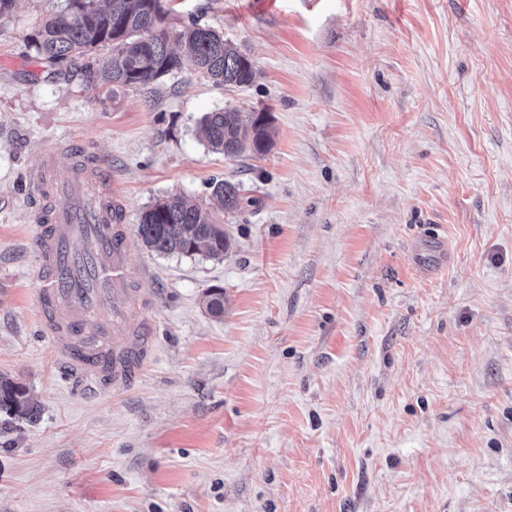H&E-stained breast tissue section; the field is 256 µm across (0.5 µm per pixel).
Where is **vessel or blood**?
Returning a JSON list of instances; mask_svg holds the SVG:
<instances>
[{"mask_svg":"<svg viewBox=\"0 0 512 512\" xmlns=\"http://www.w3.org/2000/svg\"><path fill=\"white\" fill-rule=\"evenodd\" d=\"M54 159V152H46L30 173L42 200L35 219L43 232L32 276L44 329L55 359L81 374L92 388H120L146 360L152 325L144 319L136 330L127 328L141 301L138 277L128 260L125 226L112 217L119 202L93 157L76 155L65 180L56 177ZM112 298L117 304L107 331L88 315ZM62 307L70 312L68 320L56 317Z\"/></svg>","mask_w":512,"mask_h":512,"instance_id":"vessel-or-blood-1","label":"vessel or blood"}]
</instances>
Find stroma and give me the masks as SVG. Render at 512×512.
I'll use <instances>...</instances> for the list:
<instances>
[{
	"label": "stroma",
	"instance_id": "obj_1",
	"mask_svg": "<svg viewBox=\"0 0 512 512\" xmlns=\"http://www.w3.org/2000/svg\"><path fill=\"white\" fill-rule=\"evenodd\" d=\"M223 33L247 86L191 62L136 89L60 74L0 16V512H512V0H168ZM268 112L259 156L199 121ZM76 142L104 163L141 273L152 355L92 392L41 331L28 181ZM225 214L223 260L160 255L157 199ZM224 290L212 317L208 289ZM0 411L19 420L36 421L41 405L38 399L25 387L10 378L0 377Z\"/></svg>",
	"mask_w": 512,
	"mask_h": 512
}]
</instances>
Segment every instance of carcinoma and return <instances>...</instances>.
I'll list each match as a JSON object with an SVG mask.
<instances>
[{"label":"carcinoma","instance_id":"cac0c4a2","mask_svg":"<svg viewBox=\"0 0 512 512\" xmlns=\"http://www.w3.org/2000/svg\"><path fill=\"white\" fill-rule=\"evenodd\" d=\"M163 0H56L54 10L31 35L37 53L52 66L76 65V60L106 48V55L88 65L87 81L135 88L147 85L182 67V58L170 46ZM205 77L217 84L249 85L256 72L247 56L224 34L192 23L175 33ZM267 112L236 108L207 112L200 120L210 147L226 156L248 151L265 154L272 145ZM212 195L220 211L188 203L179 194L157 200L141 215L137 235L149 249L164 255H200L220 259L231 247L222 212H235L244 197L237 185L222 181ZM207 311L224 316V290L206 293ZM0 411L19 420L38 419L41 405L25 387L0 377Z\"/></svg>","mask_w":512,"mask_h":512}]
</instances>
